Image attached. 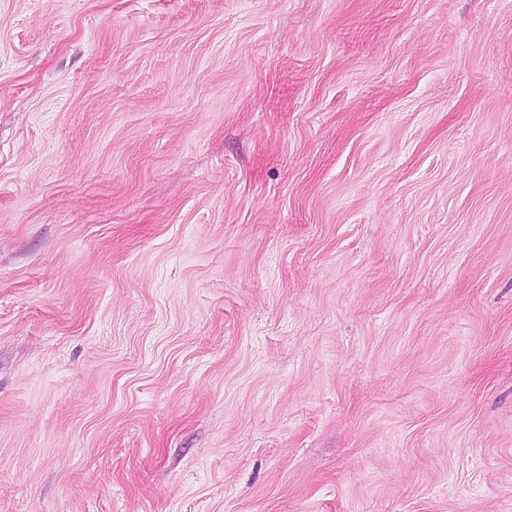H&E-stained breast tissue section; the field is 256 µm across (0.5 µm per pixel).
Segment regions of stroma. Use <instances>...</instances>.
<instances>
[{
  "label": "stroma",
  "mask_w": 512,
  "mask_h": 512,
  "mask_svg": "<svg viewBox=\"0 0 512 512\" xmlns=\"http://www.w3.org/2000/svg\"><path fill=\"white\" fill-rule=\"evenodd\" d=\"M0 512H512V0H0Z\"/></svg>",
  "instance_id": "35a3bbf8"
}]
</instances>
